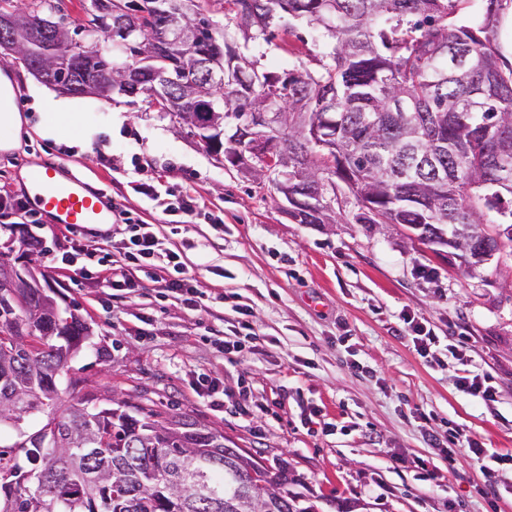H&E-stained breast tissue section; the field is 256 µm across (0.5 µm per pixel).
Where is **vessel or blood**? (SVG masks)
<instances>
[{"label": "vessel or blood", "instance_id": "1", "mask_svg": "<svg viewBox=\"0 0 512 512\" xmlns=\"http://www.w3.org/2000/svg\"><path fill=\"white\" fill-rule=\"evenodd\" d=\"M61 168L58 162L27 168L24 181L34 208L61 226L81 229L88 224L107 223L111 201L100 190L88 187L81 176H61Z\"/></svg>", "mask_w": 512, "mask_h": 512}]
</instances>
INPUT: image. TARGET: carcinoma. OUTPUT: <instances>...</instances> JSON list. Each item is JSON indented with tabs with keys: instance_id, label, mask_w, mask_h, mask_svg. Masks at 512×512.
I'll use <instances>...</instances> for the list:
<instances>
[{
	"instance_id": "cac0c4a2",
	"label": "carcinoma",
	"mask_w": 512,
	"mask_h": 512,
	"mask_svg": "<svg viewBox=\"0 0 512 512\" xmlns=\"http://www.w3.org/2000/svg\"><path fill=\"white\" fill-rule=\"evenodd\" d=\"M512 0H224L241 19L244 43L268 40L282 14L304 21L334 41L330 61L314 71L290 69L288 85L273 90L278 77L238 51L222 72H210L204 50L229 47L191 0L185 22L201 28L196 49L171 41L159 0H132L133 15L115 29L105 0H91L86 19L67 22L90 49L84 70L104 98L125 96V77L154 62L140 56L139 42L166 46L172 81L161 89L149 80L140 96L168 113L156 96L191 99L198 83L208 85L209 111L244 116L271 112L303 168L304 183L333 196L354 198L358 224H420L424 240L453 234L465 224L473 237L488 233L481 208L512 225L498 183L512 179V64L497 42L502 14ZM26 13L27 43L16 47L32 72L58 80L65 53L47 50L65 36L48 22L62 0H12ZM332 122L335 149L316 146L303 125ZM301 224L336 223L290 213ZM0 430L16 432L23 421L24 444L0 450V512H236L235 500L267 501L265 512H316L288 490L284 468L262 467L264 483L236 462L237 449L224 433L110 395L81 394L85 379L62 362L63 351L82 348L90 326L75 310H46L39 289L0 288ZM78 394L73 401L60 386ZM54 415L57 423L30 428Z\"/></svg>"
}]
</instances>
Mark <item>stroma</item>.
<instances>
[{
  "mask_svg": "<svg viewBox=\"0 0 512 512\" xmlns=\"http://www.w3.org/2000/svg\"><path fill=\"white\" fill-rule=\"evenodd\" d=\"M203 9L274 72L314 68L330 50L286 18L270 41L246 45L219 0ZM2 62L24 124L19 141L0 142V185L21 191L27 167L66 162L153 224L199 279L191 304L161 297L144 277L122 292L90 278L53 280L58 306L76 307L93 331L72 367L94 391L150 399L266 464H286L293 491L319 512L353 502L363 512H512V468L488 477L448 440L455 429L512 451L511 255L469 273L408 241L402 225L355 223L351 203L337 223H297L271 184L224 167L142 99L63 98L10 51L0 49ZM186 191L201 208L172 227L163 209ZM241 309L253 338L224 353L219 342ZM407 316L441 350L421 356L397 335ZM467 372L486 377L493 402L460 391ZM203 374L223 389L222 407L198 396ZM313 409L320 423L308 422ZM428 414L436 448L426 442Z\"/></svg>",
  "mask_w": 512,
  "mask_h": 512,
  "instance_id": "obj_1",
  "label": "stroma"
}]
</instances>
